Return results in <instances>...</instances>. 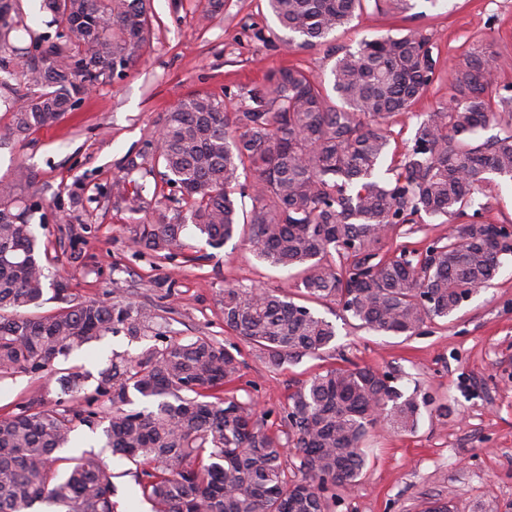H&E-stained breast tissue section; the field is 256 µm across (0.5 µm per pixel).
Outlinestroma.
<instances>
[{"mask_svg":"<svg viewBox=\"0 0 512 512\" xmlns=\"http://www.w3.org/2000/svg\"><path fill=\"white\" fill-rule=\"evenodd\" d=\"M402 11L382 0L340 27L316 48H291L288 36L264 0H224L211 13L209 0H150L152 36L141 60L122 79L97 84L56 125L10 134V114L0 103V177L18 166L36 176L46 221L34 224L46 242L50 267L71 299L97 298L150 308L154 319L143 340L125 330L74 351L45 376L0 377V414L33 400L55 401L68 367L91 374L116 354L134 356L148 337L186 341L208 336L239 349V378L225 395L255 404L265 429L287 436L283 420L289 396L330 367H371L390 373L404 393L425 394L447 405L444 417L423 413L415 432L397 434L384 424L369 433L367 465L360 480L340 488L329 512H424L433 502L453 512H512V255L498 276L479 288L450 318L438 319L412 336H385L359 327L334 301L312 304L333 323L336 338L317 357L270 366L224 326V287L295 293L296 281L257 260L242 234L223 246L207 245L194 227L184 236L200 259H156L138 248V225L159 214L176 215L183 203L176 189L153 194L146 177L141 200L122 199L112 189L129 157L147 150L166 112L191 93L238 104L270 72L299 67L330 80L338 57L361 40L415 30L438 56V72L426 95L392 131L389 157L400 160L420 122L448 103L451 71L474 48L484 46L501 68L494 97L512 96V0H412ZM83 184L72 201L74 184Z\"/></svg>","mask_w":512,"mask_h":512,"instance_id":"1","label":"stroma"}]
</instances>
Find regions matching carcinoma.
<instances>
[{
    "label": "carcinoma",
    "mask_w": 512,
    "mask_h": 512,
    "mask_svg": "<svg viewBox=\"0 0 512 512\" xmlns=\"http://www.w3.org/2000/svg\"><path fill=\"white\" fill-rule=\"evenodd\" d=\"M370 1L267 0L287 43L326 42ZM149 0H47L55 40L36 39L39 61L12 68L11 131L29 134L58 123L92 84L120 77L143 55ZM0 0V71L18 48ZM493 59L474 51L454 70L451 108L420 122L413 145L392 178L380 176L394 118L428 91L437 66L428 40L411 31L364 40L337 59L332 103L322 81L302 69L271 74L234 110L194 93L167 113L151 151L128 159L127 170L177 188L188 215L142 224L135 245L168 259L191 248L192 224L219 247L248 229L258 260L294 271L310 300H335L369 329L411 336L453 315L489 283L500 257L512 254V224L481 220L474 193L488 176L512 180V113L494 111ZM491 121L492 140L478 131ZM251 174V182L241 177ZM27 168L0 179V374H42L82 345L116 327L141 339L151 310L97 300L72 302L43 314L46 246L32 230L40 210L26 192ZM250 198L240 213L237 199ZM444 219L448 235L423 249L383 250L390 232L422 215ZM224 324L265 361L280 367L316 356L336 338L335 326L275 290L224 289ZM240 351L207 336L154 345L134 358L117 356L90 375L75 368L59 398L17 407L0 417V512H31L37 503L64 512H116L114 474L104 451H83L59 472L56 453L73 434L102 431L112 455L132 472L152 512H328L325 492L363 475L369 429L383 417L395 432L416 430L427 398L409 396L394 378L372 368H330L288 397L285 421L297 436L302 477H288L284 444L264 429L251 404L224 397L240 376ZM136 393L151 402L127 410Z\"/></svg>",
    "instance_id": "obj_1"
}]
</instances>
